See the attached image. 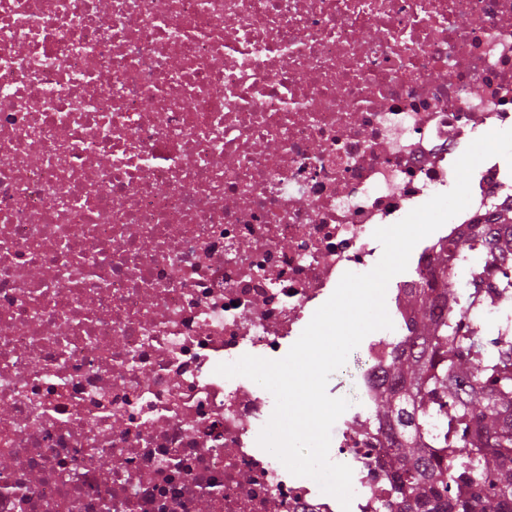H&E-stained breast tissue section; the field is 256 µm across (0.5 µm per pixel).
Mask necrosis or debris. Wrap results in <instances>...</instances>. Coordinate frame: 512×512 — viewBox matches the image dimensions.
I'll list each match as a JSON object with an SVG mask.
<instances>
[{
	"instance_id": "obj_1",
	"label": "necrosis or debris",
	"mask_w": 512,
	"mask_h": 512,
	"mask_svg": "<svg viewBox=\"0 0 512 512\" xmlns=\"http://www.w3.org/2000/svg\"><path fill=\"white\" fill-rule=\"evenodd\" d=\"M512 129V0H0V512H341L257 437L282 358L373 233ZM512 206L494 156L356 356L334 458L382 512L369 423L411 293Z\"/></svg>"
}]
</instances>
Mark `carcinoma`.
Returning <instances> with one entry per match:
<instances>
[{"label": "carcinoma", "mask_w": 512, "mask_h": 512, "mask_svg": "<svg viewBox=\"0 0 512 512\" xmlns=\"http://www.w3.org/2000/svg\"><path fill=\"white\" fill-rule=\"evenodd\" d=\"M512 209L472 225L437 258L439 288L414 296L409 342L376 400L393 471L384 509L512 512V325L486 337L487 307L512 304ZM472 252L469 289L456 270Z\"/></svg>", "instance_id": "cac0c4a2"}]
</instances>
